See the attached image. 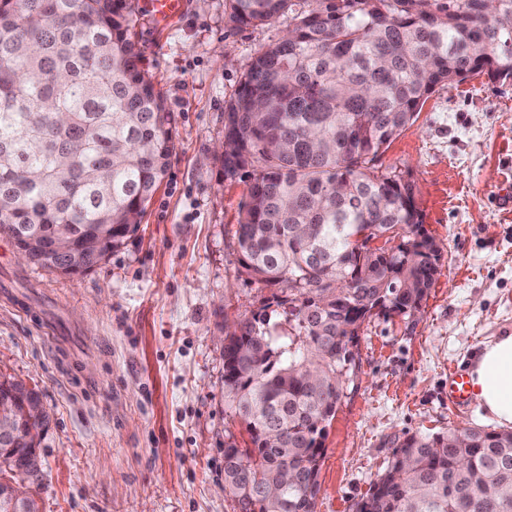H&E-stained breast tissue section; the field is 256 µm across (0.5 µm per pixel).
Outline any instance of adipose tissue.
<instances>
[{"instance_id":"1","label":"adipose tissue","mask_w":512,"mask_h":512,"mask_svg":"<svg viewBox=\"0 0 512 512\" xmlns=\"http://www.w3.org/2000/svg\"><path fill=\"white\" fill-rule=\"evenodd\" d=\"M473 393L490 417L512 426V335L485 344L471 370Z\"/></svg>"}]
</instances>
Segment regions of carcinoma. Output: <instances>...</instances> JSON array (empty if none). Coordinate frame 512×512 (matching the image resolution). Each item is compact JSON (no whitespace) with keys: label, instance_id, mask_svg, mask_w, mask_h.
I'll list each match as a JSON object with an SVG mask.
<instances>
[{"label":"carcinoma","instance_id":"cac0c4a2","mask_svg":"<svg viewBox=\"0 0 512 512\" xmlns=\"http://www.w3.org/2000/svg\"><path fill=\"white\" fill-rule=\"evenodd\" d=\"M284 14L224 107L220 154L224 178H250L242 272L274 289L224 337L228 408L252 444L224 442L242 512H314L362 325L419 309L440 274L415 186L370 163L436 87L512 81V0H224L232 30ZM172 123L128 0H0V232L30 262L75 276L123 245L167 174ZM30 393L0 380L24 426L0 447V489L44 432ZM357 512H512V431L407 437Z\"/></svg>","mask_w":512,"mask_h":512}]
</instances>
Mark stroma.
I'll return each instance as SVG.
<instances>
[{"mask_svg": "<svg viewBox=\"0 0 512 512\" xmlns=\"http://www.w3.org/2000/svg\"><path fill=\"white\" fill-rule=\"evenodd\" d=\"M144 65L174 119L168 174L138 231L88 274L26 261L0 233V376L39 392V512H237L224 442L249 437L224 394V322L270 289L239 272L246 179L223 175L224 107L287 18L233 31L224 0L158 22L132 0ZM374 166L414 183L441 273L412 318L362 326L355 376L327 429L314 512H356L411 434L494 430L448 402L449 366L512 334V82L436 88Z\"/></svg>", "mask_w": 512, "mask_h": 512, "instance_id": "stroma-1", "label": "stroma"}]
</instances>
